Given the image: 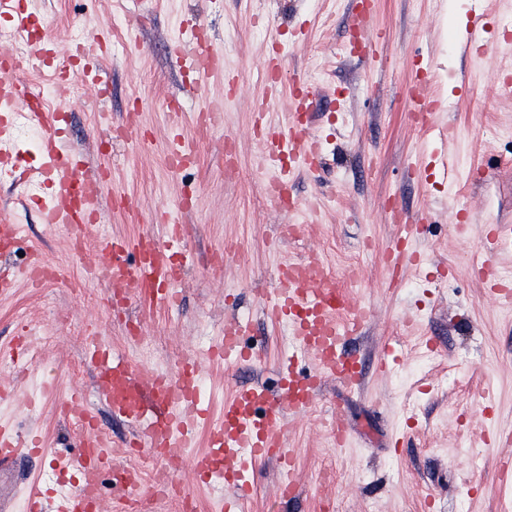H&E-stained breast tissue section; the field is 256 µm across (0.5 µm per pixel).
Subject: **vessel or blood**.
<instances>
[{
	"mask_svg": "<svg viewBox=\"0 0 512 512\" xmlns=\"http://www.w3.org/2000/svg\"><path fill=\"white\" fill-rule=\"evenodd\" d=\"M473 2L475 8L463 45L467 52L484 43L487 34L486 0ZM188 39L195 45L189 60L195 74L191 91L198 94L211 76L223 73L224 57L198 33L189 32ZM0 101L24 104L40 131L44 159L40 174L49 188L47 200L40 205L43 224L51 230L65 229L73 239H81L86 227L101 218L99 199L108 180L107 172L91 178L84 175V157L63 147L56 113L29 102L20 81L1 78ZM210 117L222 119V105H208L190 117L182 111L170 113L171 132L181 136L185 122H193L199 128ZM265 134L271 144L265 161L273 165L276 183H287L291 174L314 165L321 155L320 143L307 132V115L299 109L289 113L286 124L268 125ZM282 156L288 157V167H277L276 161ZM418 230V225H404L399 246L385 256L384 263L391 276H399L407 267L420 264L421 259L412 246ZM186 231V225L170 224L165 235H145L135 246L137 260L131 264L122 258L127 243L115 237L104 241L90 261L105 287H118L126 293L144 288L150 300L170 303L175 299L170 291L176 280L173 246ZM478 274L489 296L505 304L512 302V289L492 278L490 261L481 263ZM261 300L266 313L289 324L299 345L313 355L315 370L302 373L295 367L294 356H284L277 388L254 385L236 390L224 402V422L220 425L209 423L210 412L199 392L200 369L196 364L166 373L151 367H133L97 341L89 348L101 395L111 403L115 414L139 426L144 445L166 462L170 476L176 478L185 473L206 485L225 484L228 492L218 504V512H246L254 492L251 471L257 462L274 458L282 468L294 469V457L284 448L285 412L306 411L323 377H333L347 385L358 381L354 360L340 345L343 334H356L364 325L369 310L364 305L350 303L345 290L337 288L328 278L320 258L309 256L282 264L277 287L262 295ZM248 332V322L239 319L225 322L224 337L215 346L214 356L228 366L256 362L259 351L246 343ZM59 410L85 419L78 452L59 464L62 472L76 474L77 483L68 495L51 502L44 500L41 490L31 491L25 512H97L101 473L111 467L116 451L92 420L86 419L79 392H72ZM205 423L210 426L207 449L189 455L188 450L197 439V428ZM20 453L12 429L0 424V466L14 462Z\"/></svg>",
	"mask_w": 512,
	"mask_h": 512,
	"instance_id": "1",
	"label": "vessel or blood"
}]
</instances>
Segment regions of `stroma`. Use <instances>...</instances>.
I'll list each match as a JSON object with an SVG mask.
<instances>
[{
  "instance_id": "1",
  "label": "stroma",
  "mask_w": 512,
  "mask_h": 512,
  "mask_svg": "<svg viewBox=\"0 0 512 512\" xmlns=\"http://www.w3.org/2000/svg\"><path fill=\"white\" fill-rule=\"evenodd\" d=\"M35 3L37 27L62 49L43 77L53 81L65 67L73 86L49 109L65 116L61 135L88 170L109 172L102 223L89 227L88 246L106 235L133 241L160 233L164 211L177 212L189 232L180 242L186 264L177 304L146 314L130 299L116 314L105 287L73 255L66 230H46L38 204L20 200L14 179L0 175V200L26 237L0 253V269L21 268L31 240L60 273L45 288L19 282L0 292V343L29 327L35 355L10 375L16 396L0 403V423L54 450L0 469V512H24L32 481L54 489L58 458L77 452L80 428L57 408L71 391L83 394L106 437L133 440V428L98 391L90 339L131 363L167 370L193 355L215 419L235 390L275 386L283 355L313 367L287 325L271 323L259 302L260 290L275 288L283 260L313 252L335 280L347 268L360 271L348 292L369 307V318L343 349L357 357L362 376L352 388L322 379L311 409L286 415L295 496L280 498L283 472L265 461L254 472L252 512H322L327 503L332 512H512V307L490 300L475 272L486 225H512V94L502 89L512 81V30L500 25L512 18V0H488L487 46L465 58L458 47L470 26V0H376L382 39L368 56L346 48L353 0H136L135 23L113 30L111 53L91 76L71 66L65 49L75 28L86 50L94 49L114 17L112 0ZM194 25L224 56V72L211 77L203 99L189 96L194 74L178 57L182 31ZM273 53L282 60L274 88L263 72ZM228 74L235 77L230 87ZM419 78L437 105L435 124L454 130L450 144L412 120L408 90ZM301 85L317 89L305 105L323 159L300 170L289 188L299 201L321 199L310 215L288 213L267 196V146L252 132L261 107L270 122H286ZM209 98L224 101L223 132L189 138L198 163L175 171L167 162L166 104L176 100L193 113ZM131 111L145 137L104 143L102 127L121 124ZM445 146L456 157L454 183L438 175L436 156ZM188 181L196 194L175 210ZM394 205L419 219L414 245L425 262L393 281L382 257L402 234L387 216ZM458 212L471 223H455ZM228 245L241 257L212 269L211 256ZM232 318L249 321L251 342L264 349L261 362L228 369L209 359ZM47 326L53 336L39 338ZM389 345L400 360L378 372L375 360ZM47 381L57 385L48 400ZM339 414L350 431L344 449L327 437Z\"/></svg>"
}]
</instances>
